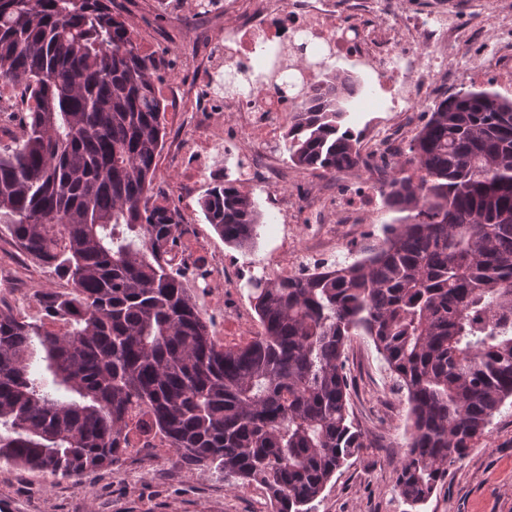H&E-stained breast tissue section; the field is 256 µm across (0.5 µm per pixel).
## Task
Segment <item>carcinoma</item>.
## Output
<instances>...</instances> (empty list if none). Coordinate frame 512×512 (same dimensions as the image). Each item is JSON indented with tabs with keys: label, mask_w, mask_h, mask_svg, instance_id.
Masks as SVG:
<instances>
[{
	"label": "carcinoma",
	"mask_w": 512,
	"mask_h": 512,
	"mask_svg": "<svg viewBox=\"0 0 512 512\" xmlns=\"http://www.w3.org/2000/svg\"><path fill=\"white\" fill-rule=\"evenodd\" d=\"M157 70L112 0H0V85L28 100L0 150V232L70 283L39 321L0 307V465L86 483L160 435L176 463L260 487L272 512H313L365 447L346 371L364 335L407 394L398 494L425 503L512 401V99L460 90L434 109L380 186L399 223L360 259L252 282L260 330L226 348L167 262L182 227L154 185ZM359 90L334 70L297 90L292 162L359 164L343 127ZM201 208L224 244H255L248 194L216 178Z\"/></svg>",
	"instance_id": "obj_1"
}]
</instances>
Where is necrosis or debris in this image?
<instances>
[{"instance_id":"obj_1","label":"necrosis or debris","mask_w":512,"mask_h":512,"mask_svg":"<svg viewBox=\"0 0 512 512\" xmlns=\"http://www.w3.org/2000/svg\"><path fill=\"white\" fill-rule=\"evenodd\" d=\"M313 57L364 70L369 111L395 112L402 121L372 135L360 187L328 196L314 189L299 203L283 192L287 170L271 166L269 158L289 113L298 108L296 88L319 81L309 64ZM197 68L196 84L168 87L176 107L166 113L167 122L177 123L185 112L202 115L197 135L174 145L187 159L181 183L220 172L242 189L262 178L279 213L296 207L308 220L323 213L344 224H365L378 209L377 172L389 164L393 141L414 133L419 112L442 101L445 86L491 78L512 88V0H433L415 11L402 10L400 0H225L224 20L204 36ZM241 69L263 75L225 97L212 94L219 73ZM224 113L233 118L245 166L224 169L218 162ZM171 257L196 272L193 286L208 294L219 313L224 289L239 287L247 275L243 269L225 274L223 254L188 231Z\"/></svg>"}]
</instances>
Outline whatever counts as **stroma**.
I'll return each mask as SVG.
<instances>
[{
  "label": "stroma",
  "instance_id": "stroma-1",
  "mask_svg": "<svg viewBox=\"0 0 512 512\" xmlns=\"http://www.w3.org/2000/svg\"><path fill=\"white\" fill-rule=\"evenodd\" d=\"M151 5L152 0L131 4L140 17L134 31L137 40L160 61L161 77L190 82V73L168 70L167 64L171 57L197 51V33L212 24V17L160 14ZM179 167L176 157L162 153L155 185L178 209L182 223L195 225L201 238L223 252L229 266L265 268L278 249L283 228L282 216L269 203L266 183L259 180L246 189L263 214L259 237L251 248L234 249L225 246L202 214L200 200L209 177L185 187L178 182ZM398 217V212L383 206L371 223L350 232L337 229L335 259L343 261L348 254L376 246L383 226ZM0 255L12 261L9 272L0 275V300L11 306L66 286L51 269L23 256L1 234ZM346 355L353 382L352 411L366 446L336 473L315 512H409L394 486L395 469L406 450V395L393 388L391 374L369 337H352ZM0 512H270V505L264 490L182 467L172 452L159 448L124 457L88 484L0 466ZM419 512H512V404H504L493 416L464 460L449 466L445 482Z\"/></svg>",
  "mask_w": 512,
  "mask_h": 512
}]
</instances>
